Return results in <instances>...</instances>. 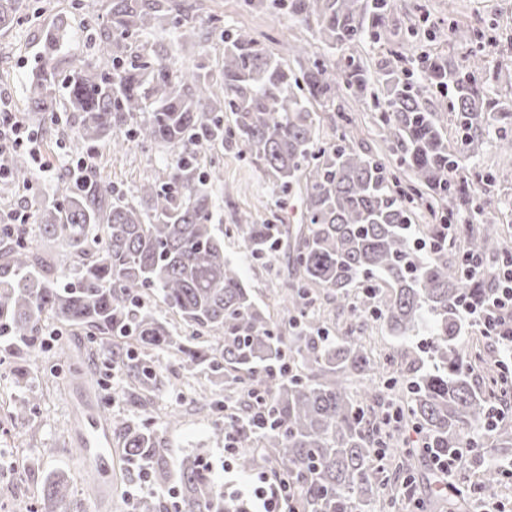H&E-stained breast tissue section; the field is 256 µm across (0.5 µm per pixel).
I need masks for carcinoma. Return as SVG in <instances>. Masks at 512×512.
I'll return each instance as SVG.
<instances>
[{
    "instance_id": "obj_1",
    "label": "carcinoma",
    "mask_w": 512,
    "mask_h": 512,
    "mask_svg": "<svg viewBox=\"0 0 512 512\" xmlns=\"http://www.w3.org/2000/svg\"><path fill=\"white\" fill-rule=\"evenodd\" d=\"M288 18L322 43L349 48L385 23L392 0H272ZM26 0H0V29L18 24ZM163 24L177 29L179 44L197 36L194 18L177 0H110L106 24L93 43V59L67 75L66 108L75 118L71 130L84 144L110 142L122 149L136 143L160 146L168 157L161 173L147 177L131 197L116 194L86 168L60 177L56 194L34 202L41 233L61 241L63 260L49 261L18 235L0 233V325L15 340L11 373L31 374V359L43 322L83 329L97 341L112 365L128 381V397L143 408L169 381L171 369L156 363L154 352L167 351L174 370L201 374L213 386L238 395L214 400L220 412L218 438L231 434L236 448L261 444V459L275 464L274 481L263 494L283 493L300 512H371L378 496L377 461L389 447L385 428L412 425L421 447L406 448L407 468L429 454H461L473 447L470 433L512 414V390L490 396L472 382L479 357L462 336L463 298L481 300L491 292L496 271H466L464 257L474 253L502 259L512 241L492 224L459 228L463 247L448 256L443 225L462 209L490 193L492 180L479 173L451 182L460 162L483 151L482 128L489 115L512 114L508 104L489 98L475 74L486 68V54L471 52L460 64L427 54L421 59L423 88H414L403 58L385 59L378 75L354 56L339 70L320 58L310 42L288 45L297 61L274 55L242 30H224V54L213 74L206 61L178 63L166 50L132 54L131 40ZM450 36L476 42L475 27L454 24ZM46 39L47 62L26 83L27 110L38 127L59 123L54 97L62 74L55 45ZM377 123L382 129L378 153L355 142L356 119L344 102L366 99L372 82ZM453 88L460 140L448 146L434 112L423 103V89ZM318 104L329 112L336 140L320 138ZM234 116L224 130L222 113ZM231 139L283 193L300 188L301 221L295 229L256 224L239 215L235 230L249 256L266 260L286 237L285 250L294 281L284 284L280 318L257 303L243 281L239 263L224 254V231L211 223V174L199 170L198 155L207 146ZM400 156L394 169L382 155ZM11 178L0 194L25 187L30 170L24 154L9 160ZM426 211L433 223L427 235L439 247L422 253L410 234L413 219ZM314 288L333 294L356 320H382L400 343L425 331L432 337L430 363L393 383L396 415L382 408L381 390L362 385L354 395L349 381L380 374L360 343L346 333L336 338L303 322ZM178 315L198 337L172 335L157 308ZM37 408L36 398L15 403L12 417L23 421ZM112 433L128 459L152 487L178 483L175 512H254L249 495L224 494L210 462L199 452L182 459L171 472L151 426L124 417L112 420ZM491 452L512 457V432L497 430ZM508 479L488 465L475 485L439 486L429 506L463 512L475 489L492 494ZM71 497L68 480L55 474L42 487V500L63 503ZM138 512H168L155 494L143 497Z\"/></svg>"
}]
</instances>
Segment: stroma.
Returning a JSON list of instances; mask_svg holds the SVG:
<instances>
[{
    "label": "stroma",
    "mask_w": 512,
    "mask_h": 512,
    "mask_svg": "<svg viewBox=\"0 0 512 512\" xmlns=\"http://www.w3.org/2000/svg\"><path fill=\"white\" fill-rule=\"evenodd\" d=\"M33 15L9 30L0 31V102L14 112H24V86L28 76L43 63L45 37L55 24H62L63 37L58 54L71 67L90 60L92 45L89 33L107 14L108 0H27ZM189 6L200 32L195 42L181 50L187 59L205 58L216 64L224 52L219 33L224 29L243 30L263 42L278 56L286 55L289 43L309 39L307 29L287 16L269 11L252 10L243 0H183ZM472 25L485 33L487 60L490 67L512 70V0H394V6L376 38H365L353 48L370 71H377L390 53L405 56L411 73H419L424 54H438L451 63L463 61L470 44L452 39L449 23ZM70 118H62L57 129L44 135L40 144V160L31 163V183L13 196L0 199V212L17 210L32 213L33 201L55 192L58 177L77 161H85L101 179L122 193L131 192L154 170L162 167V150L136 145L121 150L101 145L94 150L75 145L70 136ZM498 122H489L484 130L482 153L466 162L468 171L491 174L494 195L482 209L457 216V223H491L499 232L512 238V162L504 161L497 150ZM219 162L222 177L213 182L215 200L214 223L224 227V251L238 261L242 277L256 299L269 302L271 291L290 279L291 268L283 254L264 261L252 260L234 224L239 214H252L258 224H291L299 222L296 195H282L270 177L242 157L237 146L201 151L199 165L209 168ZM9 350L0 346V453L10 454L13 446L23 448V465L14 467L5 492L0 493V512H22L32 507L40 512L41 489L48 474L63 472L68 477L75 512H133L130 494L140 482L128 478L131 465L120 444L112 446V491L95 498L90 483V466L84 461L74 434L72 418L80 411L84 399H91L98 410H110L130 419L141 416V409L125 404L117 393L125 384L121 372L106 358L91 351L87 335L79 329L64 328L59 335L43 337L38 369L28 385H17L7 373ZM93 372L96 384L86 389L74 381V372ZM41 392L40 405L28 427L11 422L8 411L12 403ZM195 387L187 380L175 381L155 393V407L176 414L177 423L156 419L153 427L170 467H177L186 455L199 448L208 449L217 480L224 491L252 494L255 487L272 480L270 467L243 473L236 466L235 453L225 451L223 441L213 435L214 418L208 410L199 409L193 399ZM398 457L384 458L383 477L398 491L395 508L375 503L374 512H407L411 497L427 498L433 469L428 461L414 467V494H407L395 476L399 472Z\"/></svg>",
    "instance_id": "1"
}]
</instances>
